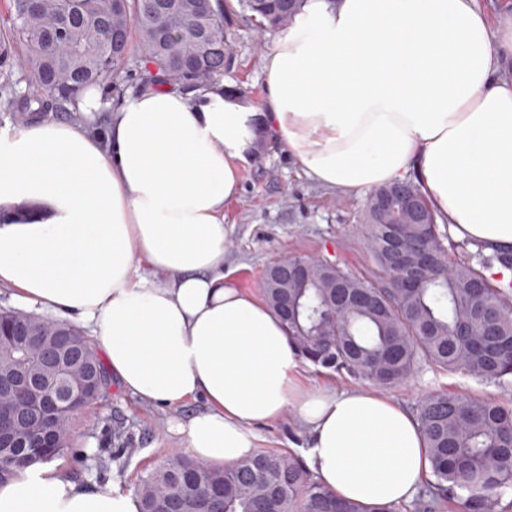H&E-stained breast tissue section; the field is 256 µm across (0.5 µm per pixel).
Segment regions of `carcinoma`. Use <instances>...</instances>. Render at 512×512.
<instances>
[{
	"instance_id": "obj_1",
	"label": "carcinoma",
	"mask_w": 512,
	"mask_h": 512,
	"mask_svg": "<svg viewBox=\"0 0 512 512\" xmlns=\"http://www.w3.org/2000/svg\"><path fill=\"white\" fill-rule=\"evenodd\" d=\"M144 0H127V10L112 17L124 38L139 35L147 60L172 86L204 87L234 58L229 32V5L206 18L183 9L150 20ZM305 0H237L260 28H286ZM7 43L26 50L35 73L38 109L20 110L27 124L41 114L75 99L90 86L116 76L125 56L110 53L106 0H45L34 14L22 15L17 3ZM218 53L209 62L185 68L181 60L195 44L201 28ZM365 245L375 269L353 273L320 261L310 264L305 285L262 288L264 302L276 310L277 296L288 292L289 340L313 365L345 372L378 389L404 385L427 364L445 372L462 371L481 381L512 377V296L486 276L499 263L512 268V250L479 254L478 260L451 258L449 237L420 185L401 180L374 189L362 214ZM398 226L411 251L407 266H395L388 253L389 231ZM433 262L417 268L419 285L400 283L419 251ZM81 351L87 368L103 380L99 397L111 386L107 365L86 338ZM53 453L71 447L76 418ZM417 420L428 451L429 490L414 503V512H434L439 498L462 499L464 512H509L503 500L512 488V405L476 399L468 394L437 391L417 405ZM12 448L0 453V478L18 466ZM137 493L140 512H402L403 504L366 505L342 501L316 480L303 459L285 452L259 451L235 464L216 467L184 455L168 460L143 477Z\"/></svg>"
}]
</instances>
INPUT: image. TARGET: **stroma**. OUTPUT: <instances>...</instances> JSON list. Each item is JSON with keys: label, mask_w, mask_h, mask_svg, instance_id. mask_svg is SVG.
I'll return each instance as SVG.
<instances>
[{"label": "stroma", "mask_w": 512, "mask_h": 512, "mask_svg": "<svg viewBox=\"0 0 512 512\" xmlns=\"http://www.w3.org/2000/svg\"><path fill=\"white\" fill-rule=\"evenodd\" d=\"M236 58L224 71L225 87L257 101L262 94L264 54L276 31H259L240 13L230 25ZM19 46L0 52V127L16 122L15 103L37 93L31 70L22 65ZM242 189L224 205L228 247L224 269L239 288L260 294L267 266L290 255L327 257L355 273L371 267L359 217L368 194L345 193L308 179L297 161L275 141H266L259 157L241 174ZM436 390L468 392L480 400L512 402V381L481 382L465 374H449L424 365L406 385L385 390L384 395L408 409ZM199 407L192 401L172 411L138 399L113 384L108 398L98 402L79 422L72 448L61 456L66 474L78 483L113 481L133 488L141 477L162 467L171 453L183 451L178 436L170 432L173 420L187 418ZM131 434L129 449H122L117 431ZM258 447L292 452L304 442L295 412L259 427ZM106 460V469L96 467Z\"/></svg>", "instance_id": "1"}]
</instances>
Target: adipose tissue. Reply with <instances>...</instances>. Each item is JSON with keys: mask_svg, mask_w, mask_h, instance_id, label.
Instances as JSON below:
<instances>
[{"mask_svg": "<svg viewBox=\"0 0 512 512\" xmlns=\"http://www.w3.org/2000/svg\"><path fill=\"white\" fill-rule=\"evenodd\" d=\"M512 27L478 0H306L267 50L260 102L222 81L120 100L80 120L0 129V287L94 328L108 370L175 410L215 466L254 454L295 410L303 457L337 497L403 503L429 470L414 416L365 388L303 389L280 321L224 273V203L264 138L317 184L361 192L414 176L461 238L512 248ZM104 116L102 130L87 116ZM0 512H139L134 491L60 464L0 480Z\"/></svg>", "mask_w": 512, "mask_h": 512, "instance_id": "1", "label": "adipose tissue"}]
</instances>
